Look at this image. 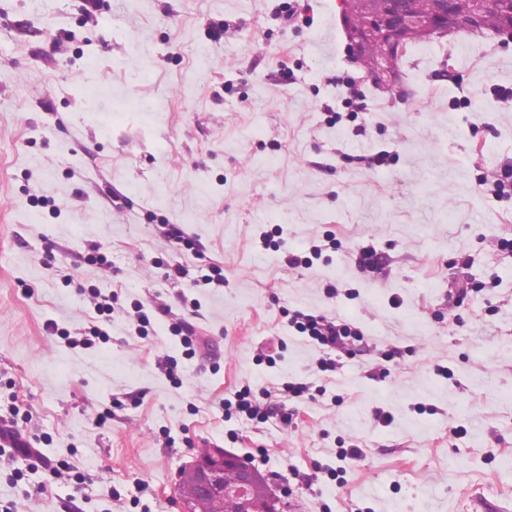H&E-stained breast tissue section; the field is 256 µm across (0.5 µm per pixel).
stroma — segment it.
Returning <instances> with one entry per match:
<instances>
[{"instance_id":"35a3bbf8","label":"stroma","mask_w":512,"mask_h":512,"mask_svg":"<svg viewBox=\"0 0 512 512\" xmlns=\"http://www.w3.org/2000/svg\"><path fill=\"white\" fill-rule=\"evenodd\" d=\"M509 166L489 32L413 45L388 88L339 0H0V427L61 467L0 457V512H179L215 445L294 512H512ZM298 311L361 330L335 371Z\"/></svg>"}]
</instances>
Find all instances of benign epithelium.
Returning <instances> with one entry per match:
<instances>
[{"mask_svg":"<svg viewBox=\"0 0 512 512\" xmlns=\"http://www.w3.org/2000/svg\"><path fill=\"white\" fill-rule=\"evenodd\" d=\"M350 0H341V23L348 46L356 58H361L366 49L378 44L384 52L374 61L369 77L375 83L394 85L398 67L394 57L401 55L410 46L404 39L408 27L419 30L421 38L432 41L452 33H484L483 13L492 7L501 10V23L494 34L512 40V0H474V9L466 16L457 15L452 0H433L430 14L415 18L408 14L405 0H388L387 8L376 13L363 11L360 19L348 13ZM234 471V481L225 482V473ZM180 477L184 482L178 487L181 512H197V503L203 498L216 502L226 497L236 499L241 512H285L287 502L282 499L279 487L269 481L256 467L239 455L225 449L212 448L206 454H194L180 466Z\"/></svg>","mask_w":512,"mask_h":512,"instance_id":"benign-epithelium-1","label":"benign epithelium"}]
</instances>
